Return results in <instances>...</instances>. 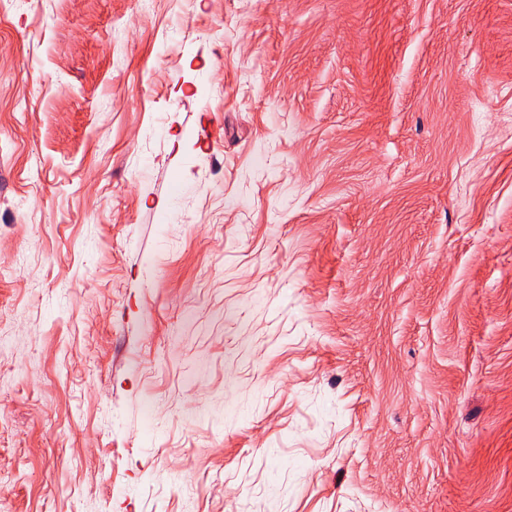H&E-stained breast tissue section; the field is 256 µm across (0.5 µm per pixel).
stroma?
Instances as JSON below:
<instances>
[{"label":"stroma","instance_id":"1","mask_svg":"<svg viewBox=\"0 0 512 512\" xmlns=\"http://www.w3.org/2000/svg\"><path fill=\"white\" fill-rule=\"evenodd\" d=\"M0 512H512V0H10Z\"/></svg>","mask_w":512,"mask_h":512}]
</instances>
